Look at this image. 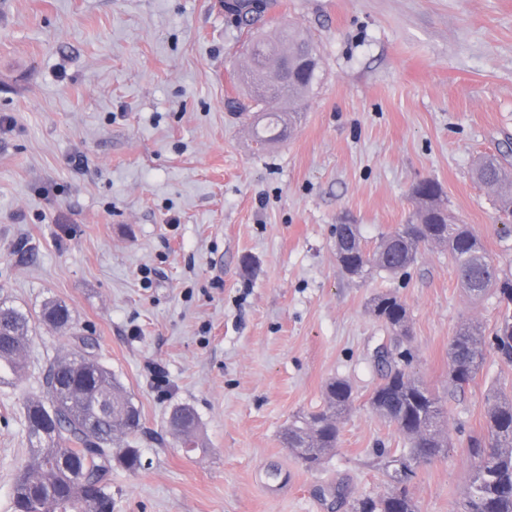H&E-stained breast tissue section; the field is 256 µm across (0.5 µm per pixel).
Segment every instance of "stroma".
<instances>
[{
	"label": "stroma",
	"instance_id": "obj_1",
	"mask_svg": "<svg viewBox=\"0 0 512 512\" xmlns=\"http://www.w3.org/2000/svg\"><path fill=\"white\" fill-rule=\"evenodd\" d=\"M233 0H0V301L65 303L73 328L35 324L21 378L0 383V512L29 456L24 398L74 337L130 392L136 471L113 463V512H355L387 488L375 449L402 448L368 399L387 334L371 298L410 313V372L445 401L448 446L410 486L419 512H460L467 446L490 386L512 364L485 348L450 385L448 344L495 298L461 288L448 252L424 247L406 277L350 278L334 228L366 246L415 211L424 179L491 260L512 266V215L472 175L512 138V0H264L254 29ZM317 51L320 78L284 141L256 142L250 35L286 27ZM355 397L339 441L310 470L281 441L326 382ZM194 408L203 449L167 427Z\"/></svg>",
	"mask_w": 512,
	"mask_h": 512
}]
</instances>
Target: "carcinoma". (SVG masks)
Listing matches in <instances>:
<instances>
[{
	"instance_id": "obj_1",
	"label": "carcinoma",
	"mask_w": 512,
	"mask_h": 512,
	"mask_svg": "<svg viewBox=\"0 0 512 512\" xmlns=\"http://www.w3.org/2000/svg\"><path fill=\"white\" fill-rule=\"evenodd\" d=\"M235 11L241 18L250 17L252 23L262 14L256 0H240ZM247 51L254 61L248 69L253 84H267L280 97L292 96L297 81L308 90L319 78L316 51L295 30L282 31L276 43L252 37ZM305 57L313 59V67L297 80L291 76L289 65ZM251 99L268 119L265 136L258 142L263 145L283 138L287 123L281 114L271 110L273 97L256 89ZM511 155L512 143L507 141L498 154L477 162L475 179L491 190L501 209L512 213ZM413 197L417 205L414 219L381 235L373 247L363 244L357 224L336 225V243L348 253L349 266L361 270V280L375 272L392 277L406 274L416 261L422 242L446 248L461 287L470 298H496L500 314L491 336H485L480 324L466 322L457 329L448 347L450 370L463 368L461 375H450L451 383L457 387L475 378L487 343L512 362V275L488 258L480 238L468 225L453 223L441 203V188L436 181L418 183ZM369 308L389 336V343L376 351L386 374L373 390L375 399L370 407L392 423L407 444L398 452L376 449L377 457L387 459L388 484L392 487L396 457L413 448H428L438 455L448 447L445 408L421 379L401 370L395 357V351L403 345L400 328L408 327L406 304L396 294L386 292L374 295ZM37 318L57 329H66L72 322L70 309L57 301L45 303ZM31 319V315L13 306L0 305V378L18 377L24 370L21 355ZM66 365L67 370L60 373L61 363H50L41 395L23 401L30 457L14 477L15 512H39V506L46 501L53 504L51 512H112V446L124 443L140 429L141 412L124 385L95 358L85 341H80ZM353 403L350 384L333 378L325 387L323 406L288 423V447L307 446L308 468H319L336 447L341 420ZM484 419L488 437H474L468 446L473 466L463 512H512V393L490 387ZM168 427L183 447H203L198 417L192 407L175 408ZM118 460L126 468L137 470L141 465L140 449L125 443ZM356 512H417V506L405 488L397 494L387 491L377 498L368 497L359 503Z\"/></svg>"
}]
</instances>
